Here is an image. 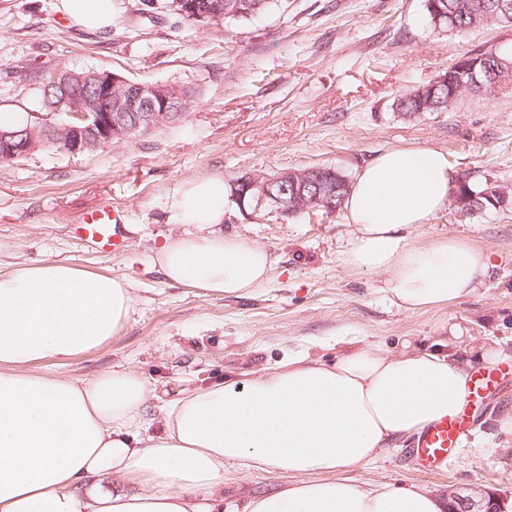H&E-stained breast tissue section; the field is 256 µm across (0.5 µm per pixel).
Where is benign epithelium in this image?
Masks as SVG:
<instances>
[{"label":"benign epithelium","mask_w":512,"mask_h":512,"mask_svg":"<svg viewBox=\"0 0 512 512\" xmlns=\"http://www.w3.org/2000/svg\"><path fill=\"white\" fill-rule=\"evenodd\" d=\"M512 69V62L495 59V65L483 70L477 65L457 61L452 65L453 81L457 91L464 93L481 90L485 82L496 72ZM51 85L56 103L51 108L65 112L62 124H51L49 130L42 131L61 140L62 151L72 155L107 148L113 142H123L135 130L144 127L152 129L169 123L170 105L183 104L184 97L179 89L162 84H135L121 75L111 72H77L67 69L52 70ZM39 148L36 130L6 131L0 129V156L13 158L27 157ZM293 196H301L305 189L313 186L316 196L329 214L336 213L340 204L336 203V189L324 175L322 167L311 169L310 179L289 181ZM246 190L255 191L256 208L267 206L269 214L279 218L292 217L293 204L280 195L272 193L269 182H261L254 177L246 182ZM452 501V512H492L490 493L462 492L448 489Z\"/></svg>","instance_id":"obj_1"}]
</instances>
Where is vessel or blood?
<instances>
[{"label": "vessel or blood", "instance_id": "b4317fda", "mask_svg": "<svg viewBox=\"0 0 512 512\" xmlns=\"http://www.w3.org/2000/svg\"><path fill=\"white\" fill-rule=\"evenodd\" d=\"M114 223L112 212L102 211L85 219L80 230L87 240L107 250L112 246ZM503 379L502 372L496 370L474 372L467 404L474 405L484 401L492 389L499 387ZM471 432V422L463 411L443 418L427 428L417 438L414 447V454L422 471L432 474L448 469L458 458L461 447L469 439Z\"/></svg>", "mask_w": 512, "mask_h": 512}]
</instances>
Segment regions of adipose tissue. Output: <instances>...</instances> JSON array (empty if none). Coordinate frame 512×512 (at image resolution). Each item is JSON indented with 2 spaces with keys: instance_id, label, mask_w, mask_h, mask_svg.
Segmentation results:
<instances>
[{
  "instance_id": "adipose-tissue-1",
  "label": "adipose tissue",
  "mask_w": 512,
  "mask_h": 512,
  "mask_svg": "<svg viewBox=\"0 0 512 512\" xmlns=\"http://www.w3.org/2000/svg\"><path fill=\"white\" fill-rule=\"evenodd\" d=\"M58 8L78 27L114 23L112 0ZM452 182L440 150L375 155L344 202L353 231L343 265L385 274L386 291L408 311L452 305L482 286L491 268L484 249L454 234L415 240L445 208ZM233 205L220 175L174 189L170 208L201 233L159 248L166 279L224 296L266 282L270 252L217 231ZM133 303L123 281L62 262L0 272V512H224L229 465L283 479L243 512H446V500L423 487L344 472L459 411L471 381L451 353L351 345L326 362L300 352L229 383L181 390L153 435L156 393L135 370L84 381L35 369L108 343Z\"/></svg>"
}]
</instances>
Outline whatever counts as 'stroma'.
Instances as JSON below:
<instances>
[{
	"mask_svg": "<svg viewBox=\"0 0 512 512\" xmlns=\"http://www.w3.org/2000/svg\"><path fill=\"white\" fill-rule=\"evenodd\" d=\"M109 31L71 25L58 0H0V110L39 108L38 77L52 68L108 70L133 80L178 82L194 97L178 121L124 143L72 156L38 153L0 163V270L64 262L127 282L134 304L108 344L38 370L89 379L136 369L162 399L260 371L301 350L327 361L339 338L376 350L433 349L449 337L462 361L493 346L512 363V206L465 215L447 206L417 239L451 234L485 249L494 268L474 293L448 307L408 312L392 304L384 275L346 268L344 212L315 211L282 222L232 209L220 227L266 248L268 281L243 296L214 295L168 281L155 256L166 239L196 234L168 199L182 182L332 166L354 177L377 153L442 151L453 174L512 190V83L464 97L445 112L405 119L401 92L443 74L459 56L512 49V25L444 31L425 0H277L268 13L220 26L178 28L171 15L141 17L139 0H113ZM120 211L116 245L103 253L76 228L88 212ZM459 462L440 475L417 470L412 439L398 440L349 470L359 481L496 492L512 512V388L475 407ZM279 483L265 473L224 472V502L243 506Z\"/></svg>",
	"mask_w": 512,
	"mask_h": 512,
	"instance_id": "1",
	"label": "stroma"
}]
</instances>
